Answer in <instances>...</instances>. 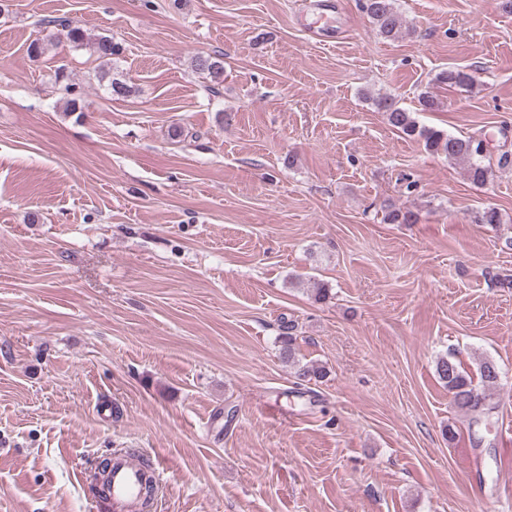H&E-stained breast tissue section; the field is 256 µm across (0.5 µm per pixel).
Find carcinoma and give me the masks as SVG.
Instances as JSON below:
<instances>
[{
    "label": "carcinoma",
    "mask_w": 512,
    "mask_h": 512,
    "mask_svg": "<svg viewBox=\"0 0 512 512\" xmlns=\"http://www.w3.org/2000/svg\"><path fill=\"white\" fill-rule=\"evenodd\" d=\"M364 9L372 19L379 33L387 38H396L402 33V19L396 6V0H365ZM55 29V36L65 38L76 47H89L101 61L98 80H108L107 90L115 96H126L130 87L112 78L113 57L118 55L119 47L109 35L91 37L78 23L69 19L55 18L48 21ZM195 70L209 76L212 82L220 84L224 77V64L217 55H197L192 59ZM436 81L450 87H463L471 83V75L461 69H446L438 73ZM376 109L386 114L389 124L399 133L410 139L423 141L426 150L443 154L450 160L466 164L468 178L477 185L487 181L488 169L481 162L486 154L483 139L474 136L456 137L442 130L422 128L412 113L398 107L388 96L373 98ZM384 220L388 224H415L417 215L410 210L391 209ZM294 325L283 326L279 336L280 353L289 362H295L296 337L293 336ZM435 371L439 380L448 388L455 408L469 417V427H474L489 419L496 409L492 403L493 390L501 384V371L490 360H483L478 365V378H473L464 371L460 364L448 357L436 361ZM300 382L320 380L325 377V367L313 363L300 366L295 372Z\"/></svg>",
    "instance_id": "1"
}]
</instances>
